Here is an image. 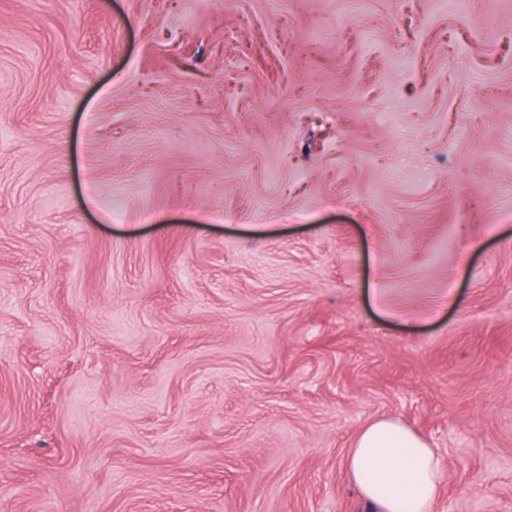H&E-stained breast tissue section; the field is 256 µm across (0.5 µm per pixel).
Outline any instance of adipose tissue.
<instances>
[{
  "label": "adipose tissue",
  "mask_w": 512,
  "mask_h": 512,
  "mask_svg": "<svg viewBox=\"0 0 512 512\" xmlns=\"http://www.w3.org/2000/svg\"><path fill=\"white\" fill-rule=\"evenodd\" d=\"M361 497L376 512H433L442 468L427 441L401 422L380 418L364 426L345 457Z\"/></svg>",
  "instance_id": "1"
}]
</instances>
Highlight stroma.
I'll use <instances>...</instances> for the list:
<instances>
[{
  "label": "stroma",
  "mask_w": 512,
  "mask_h": 512,
  "mask_svg": "<svg viewBox=\"0 0 512 512\" xmlns=\"http://www.w3.org/2000/svg\"><path fill=\"white\" fill-rule=\"evenodd\" d=\"M382 416L512 512V0H0V512H371Z\"/></svg>",
  "instance_id": "stroma-1"
}]
</instances>
